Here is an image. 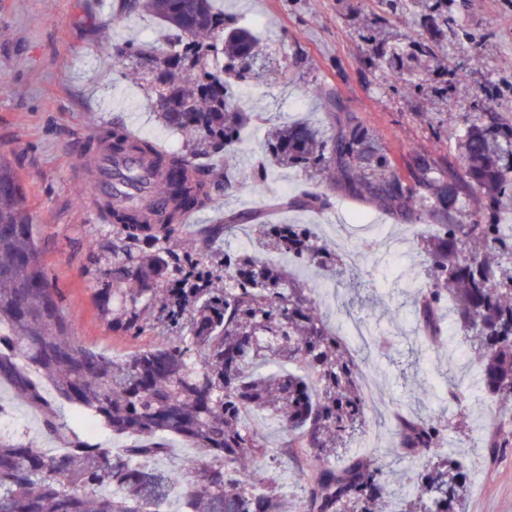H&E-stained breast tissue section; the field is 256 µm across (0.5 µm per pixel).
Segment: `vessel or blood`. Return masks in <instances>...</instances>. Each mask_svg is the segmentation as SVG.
Masks as SVG:
<instances>
[{"mask_svg": "<svg viewBox=\"0 0 512 512\" xmlns=\"http://www.w3.org/2000/svg\"><path fill=\"white\" fill-rule=\"evenodd\" d=\"M90 182L97 198L128 202L144 194L156 210L167 206L165 195L155 189L157 175L145 161L135 156L115 155L109 148H101L91 166Z\"/></svg>", "mask_w": 512, "mask_h": 512, "instance_id": "obj_1", "label": "vessel or blood"}]
</instances>
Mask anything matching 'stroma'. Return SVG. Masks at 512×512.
Instances as JSON below:
<instances>
[{"label": "stroma", "mask_w": 512, "mask_h": 512, "mask_svg": "<svg viewBox=\"0 0 512 512\" xmlns=\"http://www.w3.org/2000/svg\"><path fill=\"white\" fill-rule=\"evenodd\" d=\"M215 6L259 29L271 70L290 63L296 75L272 81L263 96L247 103L255 118L232 164L218 157L208 162L217 203L197 213L186 235L202 238L229 214L255 211L268 224L311 225L327 241L336 224L364 237L401 241V257L368 258L356 278L340 283L318 268L295 269L322 298L331 325L348 326L364 317L386 340L380 351L366 342L350 343L357 358L379 371L377 403L359 439L369 442L382 465L390 499H404L423 461L397 448V419L447 411L449 379H474L467 418L449 430L442 448L455 451L471 471L464 512H512V407L502 408L478 385L477 365L459 329L451 331V348L439 352L416 332L414 301L423 284L420 239L434 232V225L408 224L370 201L329 190L325 174L264 161L270 126L331 123L328 90L340 97L346 117L380 137L400 174H407L417 150L457 160L448 129L487 111L512 122V0H456L457 20L470 37L443 42L448 91L440 96L400 94L370 65L359 31L377 13L375 0H215ZM159 28L149 14L128 13L123 0H0V79L10 86L0 94V155L24 186L45 270L75 338L118 359L136 344L117 337L96 304L104 285L96 270L112 261L107 248L112 226L78 193L84 178L75 150L116 120L140 137L181 146V136L158 122L138 86L112 66L113 45L146 41ZM259 167L264 178L258 182ZM229 177L244 183V190H225ZM308 190L326 193L324 210L286 206V199ZM0 405L12 415L14 433L33 447L48 454L64 447L63 437L44 432L40 411L3 379ZM494 441L500 447L492 453L488 447Z\"/></svg>", "instance_id": "1"}]
</instances>
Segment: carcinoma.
Returning <instances> with one entry per match:
<instances>
[{
	"mask_svg": "<svg viewBox=\"0 0 512 512\" xmlns=\"http://www.w3.org/2000/svg\"><path fill=\"white\" fill-rule=\"evenodd\" d=\"M381 9L420 17L432 40L382 35L376 19L362 38L372 64L389 66L391 82L419 92L443 61L439 37L448 26V0H379ZM165 28V43H129L112 50L115 70L150 74L143 84L158 121L184 131L180 151L114 123L84 147L101 144L116 155L151 160L163 176L158 188L168 208L98 204L112 224V266L98 270L112 283L100 289L99 308L129 340L148 333L155 342L116 360L72 336L58 291L42 265L41 249L12 165L0 157V378L43 412V428L70 426L44 396L50 386L76 414L95 419L112 437L127 440L114 452L72 434L52 455L22 436L0 433V512H290L274 471L282 459L301 464L300 512H463L469 471L440 448L452 422L405 417L397 446L425 459L417 491L401 507L388 504L385 474L376 458L340 449L364 429L368 406L361 365L330 328L320 302L283 267L239 252H204L183 237L184 217L213 206L203 157L242 145L251 113L235 102L241 85L266 77L257 34L218 11L212 0H125ZM461 168L429 152L414 154L408 184L380 139L351 122L329 130L309 123L272 126L276 161L329 174L331 189L367 199L413 223L429 220L426 284L417 300L416 327L434 348L445 342L438 316L452 302L482 386L500 403L512 402V243L495 229L512 219V123L476 117L448 131ZM322 193L289 204L323 209ZM255 212L214 224L218 239ZM259 243L298 266L327 267L335 253L307 224H265ZM224 270V287L203 283ZM266 412L285 432L273 450L247 417ZM193 445L178 484L159 467L170 440Z\"/></svg>",
	"mask_w": 512,
	"mask_h": 512,
	"instance_id": "cac0c4a2",
	"label": "carcinoma"
}]
</instances>
